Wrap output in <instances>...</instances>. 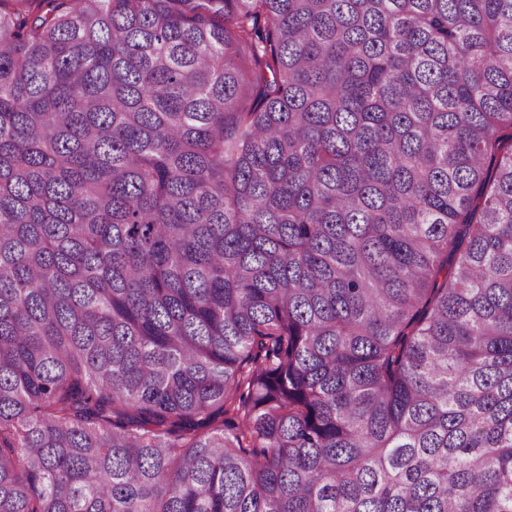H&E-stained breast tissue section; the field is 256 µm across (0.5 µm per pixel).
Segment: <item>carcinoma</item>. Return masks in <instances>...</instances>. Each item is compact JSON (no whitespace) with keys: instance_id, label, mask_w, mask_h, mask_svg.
I'll use <instances>...</instances> for the list:
<instances>
[{"instance_id":"carcinoma-1","label":"carcinoma","mask_w":512,"mask_h":512,"mask_svg":"<svg viewBox=\"0 0 512 512\" xmlns=\"http://www.w3.org/2000/svg\"><path fill=\"white\" fill-rule=\"evenodd\" d=\"M0 512H512V0H0Z\"/></svg>"}]
</instances>
